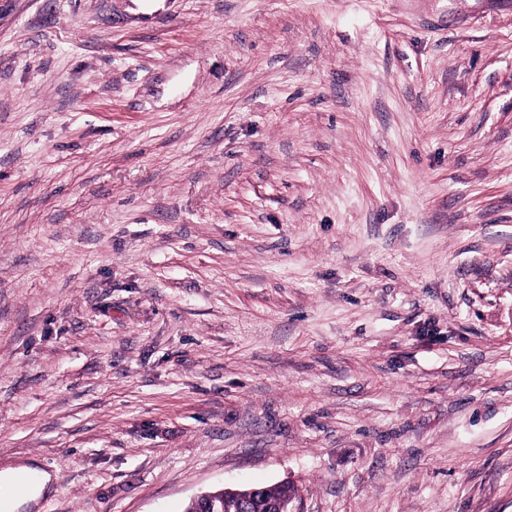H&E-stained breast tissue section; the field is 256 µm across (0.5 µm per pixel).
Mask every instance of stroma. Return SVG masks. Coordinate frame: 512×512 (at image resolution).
I'll return each instance as SVG.
<instances>
[{"instance_id": "35a3bbf8", "label": "stroma", "mask_w": 512, "mask_h": 512, "mask_svg": "<svg viewBox=\"0 0 512 512\" xmlns=\"http://www.w3.org/2000/svg\"><path fill=\"white\" fill-rule=\"evenodd\" d=\"M18 512H512V0H0Z\"/></svg>"}]
</instances>
